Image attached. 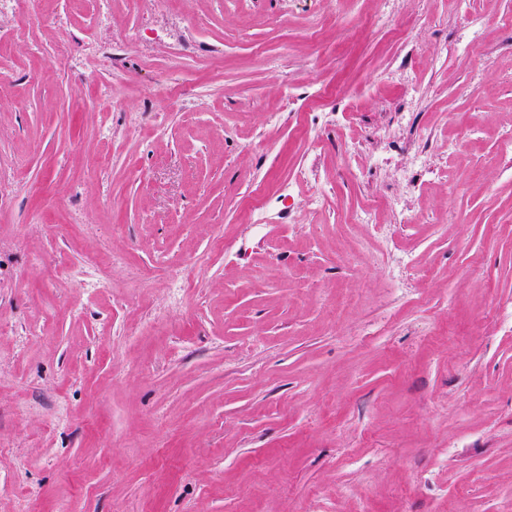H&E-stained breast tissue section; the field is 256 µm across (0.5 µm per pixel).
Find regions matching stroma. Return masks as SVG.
Instances as JSON below:
<instances>
[{"instance_id":"stroma-1","label":"stroma","mask_w":512,"mask_h":512,"mask_svg":"<svg viewBox=\"0 0 512 512\" xmlns=\"http://www.w3.org/2000/svg\"><path fill=\"white\" fill-rule=\"evenodd\" d=\"M508 18L512 0L0 9V512H512ZM408 113L432 143L416 188ZM313 157L323 209L302 185L253 226ZM377 198L411 266L343 223Z\"/></svg>"}]
</instances>
